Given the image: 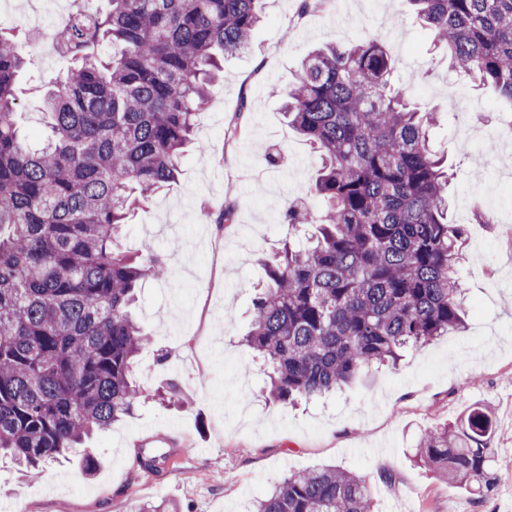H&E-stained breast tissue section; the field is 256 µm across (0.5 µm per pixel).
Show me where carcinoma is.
Masks as SVG:
<instances>
[{
  "label": "carcinoma",
  "instance_id": "obj_1",
  "mask_svg": "<svg viewBox=\"0 0 512 512\" xmlns=\"http://www.w3.org/2000/svg\"><path fill=\"white\" fill-rule=\"evenodd\" d=\"M448 67L512 102V0H406ZM55 39L67 71L48 81V132L30 145L16 78L27 32L0 28V455L32 478L152 397L134 384L149 337L131 308L170 275L120 237L135 208L178 180L195 117L224 55L248 48L262 0H79ZM377 37L315 50L281 91L316 149L324 209L284 206L288 237L266 263L247 345L269 401L294 405L372 365H395L464 326V229L448 219L435 113L410 107ZM494 414L476 406L424 431L412 462L474 494L499 481ZM170 452L140 449L158 473ZM255 512H374L362 476L322 466L274 485Z\"/></svg>",
  "mask_w": 512,
  "mask_h": 512
}]
</instances>
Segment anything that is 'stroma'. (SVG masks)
<instances>
[{
	"label": "stroma",
	"mask_w": 512,
	"mask_h": 512,
	"mask_svg": "<svg viewBox=\"0 0 512 512\" xmlns=\"http://www.w3.org/2000/svg\"><path fill=\"white\" fill-rule=\"evenodd\" d=\"M301 0H264L263 21L249 48L224 61V72L200 111L176 183L136 209L124 227V250L168 258L172 275L140 292L137 318L151 337L132 377L141 387L176 382L178 402H147L95 435L100 467L85 476L79 457L31 479L0 458V506L12 512H134L142 502L175 512H252L289 473L322 464L364 476L378 512H512V471L495 488L472 495L411 465L424 430L469 407L495 415L492 444L512 461V141L488 152L468 140L449 101L461 102L473 126L512 127V103L448 68L445 53L404 0H333L300 14ZM366 36L384 40L398 61L396 83L421 110L437 111L433 146L445 153L448 198L465 229L460 279L465 328L406 351L397 366H375L336 396L296 407L269 403L258 358L244 345L249 309L288 233L274 216L286 201L319 211L310 187L320 154L288 125L280 89L317 46ZM17 85L22 126L44 131L43 81L62 69L51 55ZM244 112L239 143L225 130ZM284 149L278 166L266 153ZM236 201L234 224L218 230L212 214ZM172 351L159 363V350ZM142 448H170L160 474L140 472ZM396 476L389 485L382 470Z\"/></svg>",
	"instance_id": "35a3bbf8"
}]
</instances>
